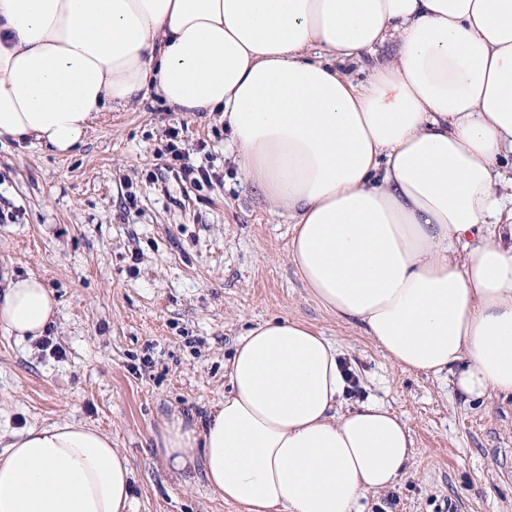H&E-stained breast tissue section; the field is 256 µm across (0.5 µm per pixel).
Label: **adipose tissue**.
Returning <instances> with one entry per match:
<instances>
[{
  "mask_svg": "<svg viewBox=\"0 0 512 512\" xmlns=\"http://www.w3.org/2000/svg\"><path fill=\"white\" fill-rule=\"evenodd\" d=\"M153 90L222 114L325 311L465 401L512 396V0H0V138L68 155L94 113ZM57 306L40 278L7 279L0 328L36 338ZM227 369L203 427L155 439L224 501L354 512L407 474V425L375 401L340 412L342 362L308 324L248 328ZM0 447V512H131L130 461L97 428Z\"/></svg>",
  "mask_w": 512,
  "mask_h": 512,
  "instance_id": "obj_1",
  "label": "adipose tissue"
}]
</instances>
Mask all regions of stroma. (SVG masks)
<instances>
[{
  "label": "stroma",
  "mask_w": 512,
  "mask_h": 512,
  "mask_svg": "<svg viewBox=\"0 0 512 512\" xmlns=\"http://www.w3.org/2000/svg\"><path fill=\"white\" fill-rule=\"evenodd\" d=\"M177 124L217 179L169 164ZM289 227L243 185L217 112H173L154 94L95 113L68 155L0 141V287L32 274L59 303L49 347L0 330V429L66 420L108 434L131 462V512H244L203 476L171 478L153 438L162 420L207 416L249 326L298 319L353 371L344 409L376 399L411 430L407 475L362 512H512V397L463 402L447 377L403 369L336 321L288 262Z\"/></svg>",
  "instance_id": "stroma-1"
}]
</instances>
